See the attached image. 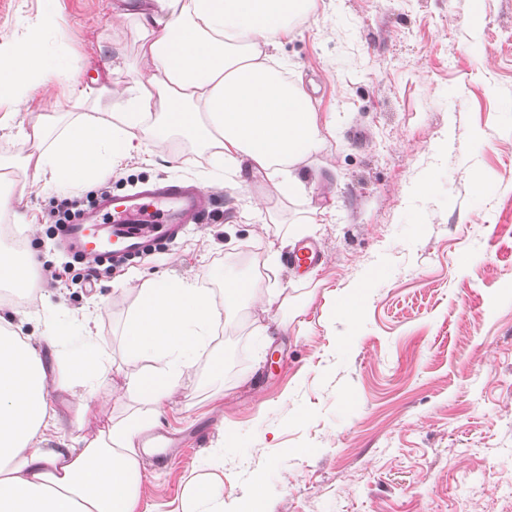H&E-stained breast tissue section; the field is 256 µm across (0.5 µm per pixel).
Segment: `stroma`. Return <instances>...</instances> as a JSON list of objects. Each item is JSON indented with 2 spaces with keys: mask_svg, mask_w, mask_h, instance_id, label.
Wrapping results in <instances>:
<instances>
[{
  "mask_svg": "<svg viewBox=\"0 0 512 512\" xmlns=\"http://www.w3.org/2000/svg\"><path fill=\"white\" fill-rule=\"evenodd\" d=\"M112 2L0 0V41L49 18L46 47L70 77L23 105L25 121L119 106L69 99L70 82L130 78L140 32L113 25ZM278 57L319 120L335 121L301 166V191L272 193L258 177L213 189V220L89 284L77 268L67 284L50 276L66 260L49 219L63 190L32 197L21 223L2 199L0 225L36 228L28 249L42 289L0 311L38 346L54 384L66 361L43 331L90 314L110 381L58 411L65 435L91 437L135 409L112 393L141 366L122 336L134 280L170 275L216 293L244 275L257 296L283 289L285 330L273 342L254 329L260 309L223 311L189 397H175L158 425L204 436L168 466L144 457L140 512H172L197 480L216 490L200 512H239L254 498L260 512H512V0H317ZM222 175L203 146L176 135L164 155L132 159L99 184L124 194ZM309 244L322 263L288 268V251ZM358 284L359 314L338 316ZM38 298L43 315L24 319Z\"/></svg>",
  "mask_w": 512,
  "mask_h": 512,
  "instance_id": "stroma-1",
  "label": "stroma"
}]
</instances>
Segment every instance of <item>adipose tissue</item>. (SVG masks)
<instances>
[{"label": "adipose tissue", "mask_w": 512, "mask_h": 512, "mask_svg": "<svg viewBox=\"0 0 512 512\" xmlns=\"http://www.w3.org/2000/svg\"><path fill=\"white\" fill-rule=\"evenodd\" d=\"M315 0H149L137 14L142 36L137 67L122 92L73 85L71 95H121L116 112L42 115L25 132L23 182L11 183L14 215L49 184L90 186L101 172L167 145L172 135L205 145L226 173L264 175L270 191L302 187L300 164L322 150L324 135L303 92L275 56ZM48 26L31 21L22 37L0 43V131L17 126V106L48 89L43 45ZM253 285L228 280L221 299L197 282L160 277L139 288L124 327L141 368L121 395L147 411L97 437L61 432L40 354L0 323V512H139L143 477L136 439L159 422L200 353L212 341L220 308L239 309ZM109 378L104 349L69 350L60 381L77 402Z\"/></svg>", "instance_id": "ef3b65f1"}]
</instances>
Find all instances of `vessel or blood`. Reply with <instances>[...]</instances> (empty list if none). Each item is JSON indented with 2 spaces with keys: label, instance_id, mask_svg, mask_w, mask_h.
Wrapping results in <instances>:
<instances>
[{
  "label": "vessel or blood",
  "instance_id": "obj_1",
  "mask_svg": "<svg viewBox=\"0 0 512 512\" xmlns=\"http://www.w3.org/2000/svg\"><path fill=\"white\" fill-rule=\"evenodd\" d=\"M214 211L203 190L152 183L132 194L99 197L92 209L65 225L59 243L84 260L125 265L166 250L188 225L205 223Z\"/></svg>",
  "mask_w": 512,
  "mask_h": 512
}]
</instances>
